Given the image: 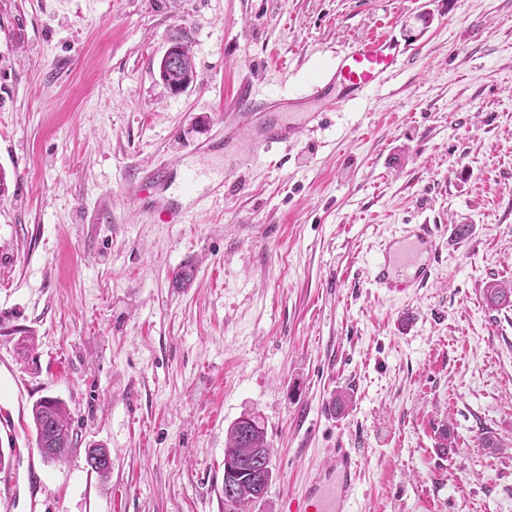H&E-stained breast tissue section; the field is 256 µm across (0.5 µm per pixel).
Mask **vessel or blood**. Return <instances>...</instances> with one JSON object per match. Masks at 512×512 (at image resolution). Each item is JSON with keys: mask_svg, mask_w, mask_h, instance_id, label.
Wrapping results in <instances>:
<instances>
[{"mask_svg": "<svg viewBox=\"0 0 512 512\" xmlns=\"http://www.w3.org/2000/svg\"><path fill=\"white\" fill-rule=\"evenodd\" d=\"M407 48L393 34L369 33L354 38L336 53V62L330 77L312 85L314 98L325 101L328 109L341 112L381 88L400 68ZM293 99H280L277 105L255 101L250 89H243L234 101V109L246 113V122L231 120L224 125V139L231 142L250 135L255 148L269 150L279 145L292 144L300 129L316 131L324 117L308 114L303 127L284 123L273 114L296 107ZM171 166L160 164L139 179V196L147 198L151 188L167 185L171 180ZM442 227L438 224H409L400 237L413 256V271L409 278L422 288L433 279L438 261L437 239ZM394 248L386 243L384 259L374 261L370 279L378 286H389L393 274L387 260ZM357 460L348 448L333 449L329 461L318 468L301 492L289 498L288 512H351L356 499L355 474Z\"/></svg>", "mask_w": 512, "mask_h": 512, "instance_id": "b4317fda", "label": "vessel or blood"}]
</instances>
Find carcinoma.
Instances as JSON below:
<instances>
[{
  "label": "carcinoma",
  "mask_w": 512,
  "mask_h": 512,
  "mask_svg": "<svg viewBox=\"0 0 512 512\" xmlns=\"http://www.w3.org/2000/svg\"><path fill=\"white\" fill-rule=\"evenodd\" d=\"M183 76L194 81L192 57L189 54L184 55L180 71L165 69L160 72V78L168 86ZM483 295L486 306L491 309L512 306L511 287L491 283L484 288ZM32 421L36 442L44 459L59 461L78 447V433L72 426L68 409L60 399L45 397L36 401L32 407ZM266 447L268 441L261 418L247 413L229 427L224 441V454L253 461L255 457L252 449ZM109 457V452L101 447L89 448L86 452L88 466L103 478L108 477L112 470ZM260 500L262 497L256 495L255 488L249 484L238 483L233 493H224L226 512H244V507Z\"/></svg>",
  "instance_id": "1"
}]
</instances>
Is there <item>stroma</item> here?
I'll return each instance as SVG.
<instances>
[{"label":"stroma","mask_w":512,"mask_h":512,"mask_svg":"<svg viewBox=\"0 0 512 512\" xmlns=\"http://www.w3.org/2000/svg\"><path fill=\"white\" fill-rule=\"evenodd\" d=\"M387 28L409 56L382 88L342 112L310 98L338 49ZM176 36L195 72L178 95L158 75ZM243 84L323 128L223 145ZM159 162L201 171L203 202L130 198ZM0 170V512H224L246 413L274 472L247 512H288L340 447L355 512H512V307L483 301L512 285V0H0ZM407 224L443 225L435 280L378 291ZM43 397L80 440L56 463L31 425ZM486 306L491 309L512 306V288L491 283L483 291ZM224 447V456L244 457L263 464L252 453V448H269L261 418L253 413L243 414L229 427Z\"/></svg>","instance_id":"35a3bbf8"}]
</instances>
